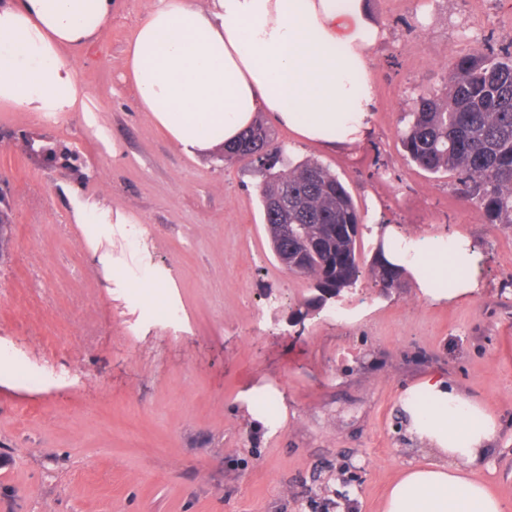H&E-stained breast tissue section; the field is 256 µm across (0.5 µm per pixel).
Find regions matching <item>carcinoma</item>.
I'll return each instance as SVG.
<instances>
[{"label": "carcinoma", "instance_id": "cac0c4a2", "mask_svg": "<svg viewBox=\"0 0 512 512\" xmlns=\"http://www.w3.org/2000/svg\"><path fill=\"white\" fill-rule=\"evenodd\" d=\"M400 141L407 157L431 174L452 173L457 193L490 224L512 228V50L484 44L449 67L444 92L421 94L405 113ZM250 159L260 178V202L277 257L315 280L318 309L326 294L354 285L360 269L362 219L349 189L312 159L295 161L257 121L224 159ZM288 165L278 172L277 165ZM375 281L400 284L401 269L379 257Z\"/></svg>", "mask_w": 512, "mask_h": 512}]
</instances>
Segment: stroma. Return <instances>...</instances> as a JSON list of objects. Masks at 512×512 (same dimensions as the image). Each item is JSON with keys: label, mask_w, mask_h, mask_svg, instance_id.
Masks as SVG:
<instances>
[{"label": "stroma", "mask_w": 512, "mask_h": 512, "mask_svg": "<svg viewBox=\"0 0 512 512\" xmlns=\"http://www.w3.org/2000/svg\"><path fill=\"white\" fill-rule=\"evenodd\" d=\"M373 133L331 152L272 125L292 159L335 173L363 216L360 276L305 311L313 281L273 255L259 179L221 154L189 157L125 77L146 0H118L94 47L72 51L87 109L50 122L0 107V182L14 234L0 265V512H380L405 469L434 455L407 430L404 389L437 373L498 427L477 474L512 504V229L459 199L451 174L411 163L398 139L452 61L512 45V0H368ZM41 136L58 163L20 150ZM97 201L133 218L75 223ZM394 235L457 229L477 246L473 294L436 300L370 268ZM147 271L164 281L158 313ZM38 383H28V376Z\"/></svg>", "instance_id": "obj_1"}]
</instances>
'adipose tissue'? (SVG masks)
<instances>
[{"mask_svg": "<svg viewBox=\"0 0 512 512\" xmlns=\"http://www.w3.org/2000/svg\"><path fill=\"white\" fill-rule=\"evenodd\" d=\"M113 0H0V105L59 118L87 107L69 51L94 44ZM382 36L367 0H151L125 50L142 111L194 156L223 149L271 113L323 149L372 133L373 50ZM418 288L459 273L471 293L480 254L471 239L404 237L386 255ZM408 430L436 461L400 473L381 512H512L474 476L497 435L482 405L437 374L409 386Z\"/></svg>", "mask_w": 512, "mask_h": 512, "instance_id": "1", "label": "adipose tissue"}]
</instances>
